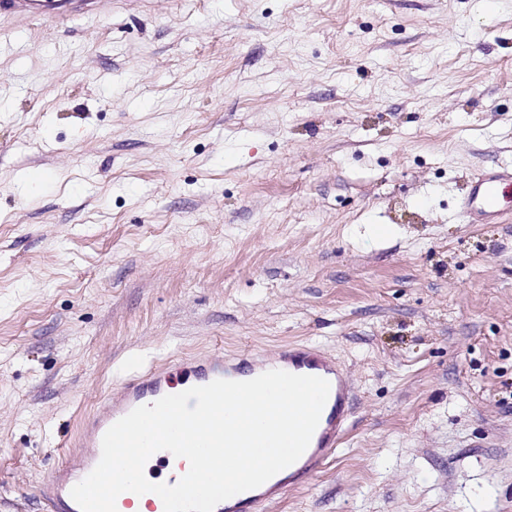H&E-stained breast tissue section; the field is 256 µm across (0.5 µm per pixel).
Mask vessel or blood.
Returning <instances> with one entry per match:
<instances>
[{
  "mask_svg": "<svg viewBox=\"0 0 512 512\" xmlns=\"http://www.w3.org/2000/svg\"><path fill=\"white\" fill-rule=\"evenodd\" d=\"M112 0H0V17L43 18L61 23L86 15L109 17ZM512 191V165L480 174L471 180L462 197L461 212L468 220L494 224L501 218L500 198ZM318 376L330 384V393L320 421L304 454L293 464L291 476L277 480L267 488H256L248 497L233 496L220 502L215 512H252L255 505L283 492L294 478L310 474L332 455L343 440L351 417V384L342 370L320 352L305 346L278 351L272 358L242 363L236 374L253 379L270 370ZM224 363L212 356H201L192 366L161 365L145 373L127 377L117 397L107 399L85 423L87 437L81 454L54 469L40 488L39 496L48 512H80L71 496L73 486L83 480L98 464L102 438L117 420L140 406L144 398L159 400L172 394L178 378L194 380L203 386L223 378Z\"/></svg>",
  "mask_w": 512,
  "mask_h": 512,
  "instance_id": "vessel-or-blood-1",
  "label": "vessel or blood"
}]
</instances>
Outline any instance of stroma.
<instances>
[{"mask_svg":"<svg viewBox=\"0 0 512 512\" xmlns=\"http://www.w3.org/2000/svg\"><path fill=\"white\" fill-rule=\"evenodd\" d=\"M112 0L0 18V512L166 361L291 342L354 387L256 512H512V0ZM112 0H1L0 17L43 18L62 23L86 15L107 18ZM511 189L512 165L480 174L468 183L461 197V213L469 222L497 224L503 214L500 198Z\"/></svg>","mask_w":512,"mask_h":512,"instance_id":"1","label":"stroma"}]
</instances>
